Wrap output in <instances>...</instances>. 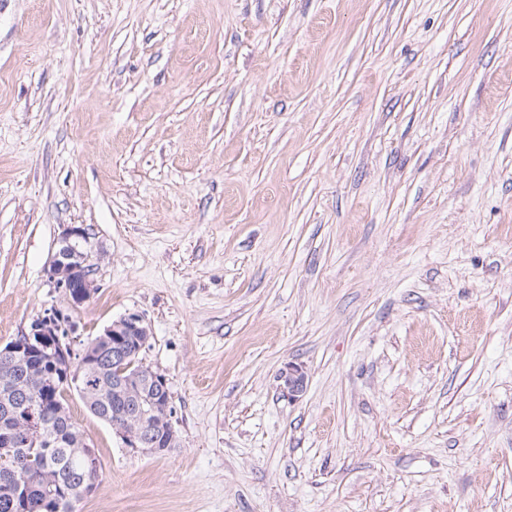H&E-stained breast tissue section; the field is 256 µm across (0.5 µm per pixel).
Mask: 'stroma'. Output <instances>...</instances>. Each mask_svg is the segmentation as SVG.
Here are the masks:
<instances>
[{
  "mask_svg": "<svg viewBox=\"0 0 512 512\" xmlns=\"http://www.w3.org/2000/svg\"><path fill=\"white\" fill-rule=\"evenodd\" d=\"M70 226L178 431L77 512H512V0H0V344ZM281 389L288 399L296 400L301 397L307 387V373L302 366L288 363L279 372Z\"/></svg>",
  "mask_w": 512,
  "mask_h": 512,
  "instance_id": "stroma-1",
  "label": "stroma"
}]
</instances>
